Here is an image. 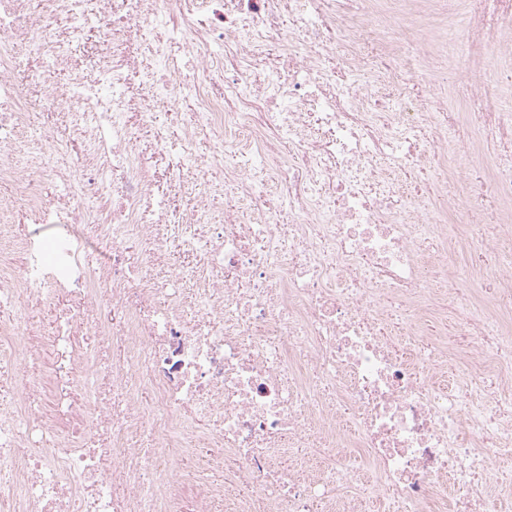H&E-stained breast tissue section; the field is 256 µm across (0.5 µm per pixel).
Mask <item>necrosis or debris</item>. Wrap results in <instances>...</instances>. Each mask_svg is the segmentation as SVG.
<instances>
[{
    "instance_id": "obj_1",
    "label": "necrosis or debris",
    "mask_w": 512,
    "mask_h": 512,
    "mask_svg": "<svg viewBox=\"0 0 512 512\" xmlns=\"http://www.w3.org/2000/svg\"><path fill=\"white\" fill-rule=\"evenodd\" d=\"M453 20L450 0H0V183L20 188L0 197V512L512 499L489 466L512 452V171L484 164L512 140L506 74L456 70L478 133L450 145L427 78ZM467 42L512 60V0H469ZM32 84L66 137L29 136ZM145 125L191 205L135 148ZM174 240L196 262L158 277ZM47 304L51 329L23 330Z\"/></svg>"
}]
</instances>
